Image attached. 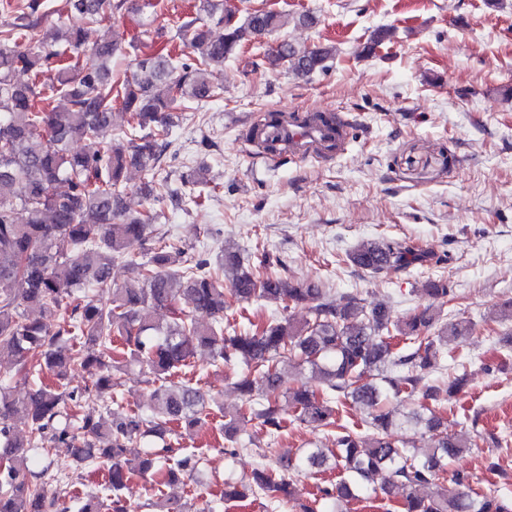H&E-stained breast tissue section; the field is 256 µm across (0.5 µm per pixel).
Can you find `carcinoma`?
<instances>
[{"label": "carcinoma", "instance_id": "carcinoma-1", "mask_svg": "<svg viewBox=\"0 0 512 512\" xmlns=\"http://www.w3.org/2000/svg\"><path fill=\"white\" fill-rule=\"evenodd\" d=\"M66 4L68 11L99 23L120 12L124 0ZM200 10L224 33L214 39L199 18L186 21L182 32L194 58L150 53L138 60L132 75L116 78L114 41L87 51L82 31L62 20L47 29L38 18L0 29V359L13 360L24 380L44 372L55 379L23 398L0 385V512H68L58 492L32 480L33 468L59 443L73 449L76 459L107 468L101 490L77 499V512H99L104 499L112 512H127L122 490L133 475L158 473L168 483L182 475L196 478L199 460L189 455L170 460L167 442L140 456L129 449L141 447L151 435L172 433L175 422L190 427L208 422L211 412L201 389L171 380L202 348L227 369L241 364L246 369L236 383L243 403L232 409L218 405L224 435L235 442L256 421L268 437L260 453L263 468L248 481L224 480L223 500L262 493L281 504L293 495L294 476L332 464L345 477L304 512H348L340 503L358 499V492L373 487L383 473V493L404 490L403 512H512V500L496 489L475 497L463 477L455 476L450 485L441 477L448 459L478 446L481 437L448 432L445 418L430 403L429 374L448 370V342L469 335L471 321L445 320L430 305L393 321L383 304L367 309L353 295L338 303L321 283L284 277L271 270L269 257L248 268L226 247L215 266L207 259L190 261L184 246L156 233L157 212L124 214L116 188L128 169H155L172 145L170 129L179 112L214 97L208 67L289 23L275 11L249 12L239 21L221 0H200ZM392 35L391 27L376 29L365 55ZM23 43L28 47L22 50ZM335 51L284 40L267 59L307 77L326 70ZM50 66L55 81L46 91L35 81L13 78L19 70L38 75ZM115 100L127 114V127L118 130ZM76 142L83 143L79 152L72 150ZM143 191L168 196L182 207L196 203L169 191L166 178L144 183ZM18 210L25 214L21 223ZM347 259L373 276H392L433 260L434 254L387 239L361 242ZM120 263L134 279L114 288L110 275ZM92 287L110 295L109 304L92 299ZM426 293L443 303L456 300L444 278L429 281ZM182 297L192 310L179 306ZM234 300L276 303L284 311L305 303L309 317L296 321L274 313L241 330L226 328L224 311ZM162 308L171 314L165 324L154 319ZM200 316L210 323H199ZM115 336L123 337L117 347ZM132 363L145 370L153 386L145 411L124 407L119 394L121 374ZM288 365L309 369L322 387L284 384ZM75 366L96 370L98 416L80 413V392L69 381ZM282 397L288 398L294 422L336 429L335 447L301 448L294 457L280 452ZM349 401L365 411L371 437L338 424ZM105 413L112 421L104 420ZM19 418L29 429L25 440L16 433ZM407 429L430 433L432 447L408 450L399 436Z\"/></svg>", "mask_w": 512, "mask_h": 512}]
</instances>
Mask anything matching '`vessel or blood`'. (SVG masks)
I'll return each instance as SVG.
<instances>
[{
    "label": "vessel or blood",
    "mask_w": 512,
    "mask_h": 512,
    "mask_svg": "<svg viewBox=\"0 0 512 512\" xmlns=\"http://www.w3.org/2000/svg\"><path fill=\"white\" fill-rule=\"evenodd\" d=\"M350 135L348 118L340 112H327L325 120L299 116L294 122L276 125L265 152L284 158H302L311 154L333 156L340 154Z\"/></svg>",
    "instance_id": "b4317fda"
}]
</instances>
